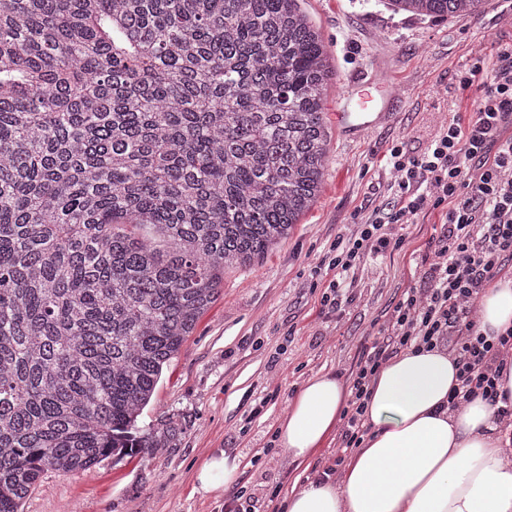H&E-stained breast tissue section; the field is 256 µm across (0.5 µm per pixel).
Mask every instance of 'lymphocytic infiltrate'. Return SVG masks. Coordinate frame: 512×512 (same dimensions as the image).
I'll list each match as a JSON object with an SVG mask.
<instances>
[{
  "instance_id": "lymphocytic-infiltrate-1",
  "label": "lymphocytic infiltrate",
  "mask_w": 512,
  "mask_h": 512,
  "mask_svg": "<svg viewBox=\"0 0 512 512\" xmlns=\"http://www.w3.org/2000/svg\"><path fill=\"white\" fill-rule=\"evenodd\" d=\"M461 94L450 100L447 125L421 156L393 146L389 163L400 179L383 207L358 214L327 253L328 284L320 312L342 316L354 302L369 258L393 253L398 224L436 220L434 258L421 284L405 290L351 373V392L334 451L341 467L363 436L365 401L382 364L411 346L442 345L456 360L460 385L449 401L475 396L496 403L497 382L512 356V328L490 341L475 332L478 298L512 262V41L495 57H476L458 71ZM481 85L476 100L464 90Z\"/></svg>"
}]
</instances>
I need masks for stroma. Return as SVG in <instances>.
Instances as JSON below:
<instances>
[{
  "instance_id": "stroma-1",
  "label": "stroma",
  "mask_w": 512,
  "mask_h": 512,
  "mask_svg": "<svg viewBox=\"0 0 512 512\" xmlns=\"http://www.w3.org/2000/svg\"><path fill=\"white\" fill-rule=\"evenodd\" d=\"M320 32L336 77L324 96L329 162L314 206L293 233L258 264L226 269L216 301L164 369L144 409L143 431L172 426L162 447L111 457L74 476L46 472L22 512H224L223 498L193 492L196 468L212 451L239 456V484L250 492L287 488L296 468L280 455L253 460L250 451L276 431L289 401L310 376L348 378L389 318L420 263L434 257L430 224H407L401 251L368 261L356 300L340 319L318 313L312 278L338 235L362 209L386 202L396 172L389 150L420 156L449 118L459 95L455 75L464 47L494 54L512 38V5L487 0L483 13L429 19L393 12L387 0H298ZM376 78L394 97L371 126L360 113L336 121L348 84ZM260 416H253L256 405Z\"/></svg>"
}]
</instances>
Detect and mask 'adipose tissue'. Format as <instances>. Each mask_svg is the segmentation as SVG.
<instances>
[{
    "instance_id": "adipose-tissue-1",
    "label": "adipose tissue",
    "mask_w": 512,
    "mask_h": 512,
    "mask_svg": "<svg viewBox=\"0 0 512 512\" xmlns=\"http://www.w3.org/2000/svg\"><path fill=\"white\" fill-rule=\"evenodd\" d=\"M512 326V277L482 291L477 331L493 338ZM458 368L447 349L410 348L382 365L366 401L367 434L340 477L306 464L336 428L350 392L335 374L300 387L278 427L280 454L299 466L279 512H512V442L497 408L474 397L453 408ZM242 462L218 452L199 467L202 491L235 490Z\"/></svg>"
}]
</instances>
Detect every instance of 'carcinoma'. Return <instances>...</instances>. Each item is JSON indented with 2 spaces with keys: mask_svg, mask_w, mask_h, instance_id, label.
<instances>
[{
  "mask_svg": "<svg viewBox=\"0 0 512 512\" xmlns=\"http://www.w3.org/2000/svg\"><path fill=\"white\" fill-rule=\"evenodd\" d=\"M333 76L297 0H0V512L159 446L138 417L224 269L315 202Z\"/></svg>",
  "mask_w": 512,
  "mask_h": 512,
  "instance_id": "obj_1",
  "label": "carcinoma"
}]
</instances>
